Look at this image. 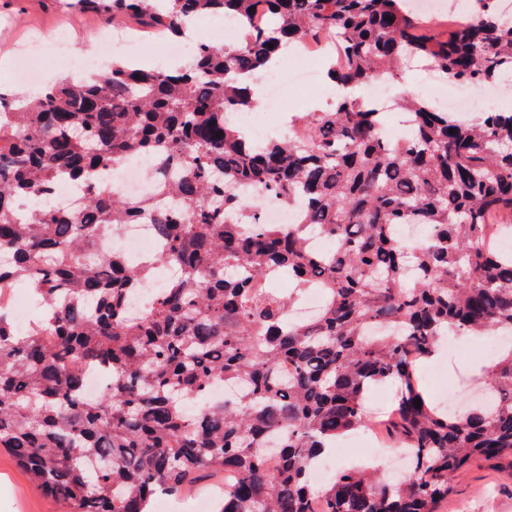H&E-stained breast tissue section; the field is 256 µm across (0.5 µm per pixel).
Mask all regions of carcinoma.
I'll list each match as a JSON object with an SVG mask.
<instances>
[{
    "label": "carcinoma",
    "mask_w": 512,
    "mask_h": 512,
    "mask_svg": "<svg viewBox=\"0 0 512 512\" xmlns=\"http://www.w3.org/2000/svg\"><path fill=\"white\" fill-rule=\"evenodd\" d=\"M476 4L442 38L406 0H76L175 35L198 15L232 16L252 37L200 42L174 68L114 59L33 98L0 92V282L32 285L41 307L27 329L0 312V448L39 488L69 512H153L219 470L235 480L216 512H436L471 459L512 458V349L483 379L493 407L464 417L418 377L447 336L512 337V255L485 245L491 227L512 231V110L464 121L404 93L409 130L392 143L359 96L376 79L403 84L415 60L452 82L506 80L512 23L495 0ZM326 35L343 53L325 65L331 107L283 139L247 140L235 120L258 105L247 77ZM133 159L153 192L131 202L100 181ZM64 180L84 187L80 209L51 204ZM238 185L294 204L296 223H264ZM142 222L162 243L156 260L96 249ZM405 224L428 225L429 241L404 243ZM158 263L178 276L129 316ZM275 267L323 289L314 322H285L263 289ZM86 365L111 377L96 400L82 395ZM216 379L238 398L189 411ZM381 384L396 399L378 425L408 472L343 470L313 490L322 450L369 421L366 393Z\"/></svg>",
    "instance_id": "1"
}]
</instances>
